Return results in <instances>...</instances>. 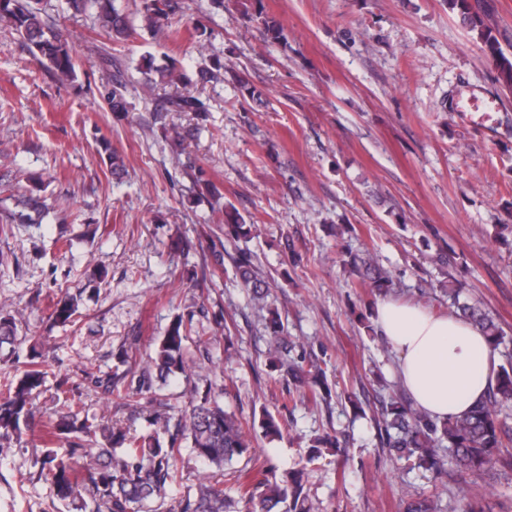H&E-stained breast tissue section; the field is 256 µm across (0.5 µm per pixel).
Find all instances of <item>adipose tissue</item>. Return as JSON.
Here are the masks:
<instances>
[{
	"instance_id": "1",
	"label": "adipose tissue",
	"mask_w": 512,
	"mask_h": 512,
	"mask_svg": "<svg viewBox=\"0 0 512 512\" xmlns=\"http://www.w3.org/2000/svg\"><path fill=\"white\" fill-rule=\"evenodd\" d=\"M376 322L397 355L403 387L431 417L463 415L493 385L496 353L468 320L387 300L378 306Z\"/></svg>"
}]
</instances>
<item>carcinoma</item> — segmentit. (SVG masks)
Returning <instances> with one entry per match:
<instances>
[{"instance_id":"obj_1","label":"carcinoma","mask_w":512,"mask_h":512,"mask_svg":"<svg viewBox=\"0 0 512 512\" xmlns=\"http://www.w3.org/2000/svg\"><path fill=\"white\" fill-rule=\"evenodd\" d=\"M71 9L83 13L94 7L102 31L114 42H126L135 34V28L123 9L114 0H69ZM448 8L457 13L468 31L477 40L478 48L497 71V80L512 88V58L508 57L498 40V21L491 0H448ZM178 0H139L137 13L154 29L169 26L176 14ZM0 19L29 47L32 55L60 80L75 79V61L68 39L46 25L41 18L37 0H0ZM250 19L263 26L268 39L284 41L283 27L263 8L255 10ZM224 68V62L211 57L200 65L197 76L204 82L214 72ZM143 87L153 92L159 86L184 85V89L167 97V112L193 113L208 111L206 104L186 88L187 76L176 63L156 67L146 61L142 70ZM240 104L263 103L264 93L242 76L236 77ZM127 83L120 71L112 74V81L101 86L100 96L111 112H128ZM107 156L112 177L119 180L126 172L122 155L106 140L100 142ZM252 225L231 204L224 206V235L246 238ZM350 265L359 277L360 285L382 291L391 279L369 255L351 257ZM235 274L257 301L267 298L270 284L258 278L250 258L242 254L234 261ZM462 288L448 280V298L452 306L473 323L487 337L493 348L503 340V332L494 319L473 303L460 302ZM78 302L74 297L58 300L50 319L66 325L74 321ZM16 322L10 315L0 314V349L16 341ZM271 347L288 353V338L283 336V324L274 318L270 322ZM192 324L179 317L167 329L150 358V368L144 370L137 389L110 382L106 391L123 405L138 402L143 390L151 387V378L164 384L170 378L187 373L184 358L185 343L190 338ZM285 378L297 387L312 384L318 395L326 400L332 389L323 381L309 380V373L297 364H288ZM46 371L35 361L27 362L22 375L0 395V440H8L24 429L35 425L34 399L45 384ZM512 407V361L495 370V383L488 394L462 416L437 421L417 410L411 401L394 398L385 405L378 425L384 446L399 458L414 462L417 467L433 473L435 480L447 476L441 449L448 450L457 472L480 477L492 471L512 470V453L503 449L512 445V433L503 429L501 416ZM153 425L168 434V443L154 435L134 437L118 427L100 423L94 418L80 417V411H68L51 425V437L71 434L73 439L60 451L47 453L51 464L53 494L60 500L74 499L85 492L95 504V512H226L229 497L224 494V478L214 475L196 485L176 505L166 508L170 487L177 480L175 462L181 454L182 442H187L195 458L221 469L249 451L244 425L236 414L224 409L220 395L206 393L199 401H190L177 420L157 414ZM104 443L97 454L88 447ZM241 497L248 504V512H315L303 491L301 477L285 476L280 481L264 479L260 487L245 490ZM403 512H440L437 500L424 497L406 502Z\"/></svg>"}]
</instances>
